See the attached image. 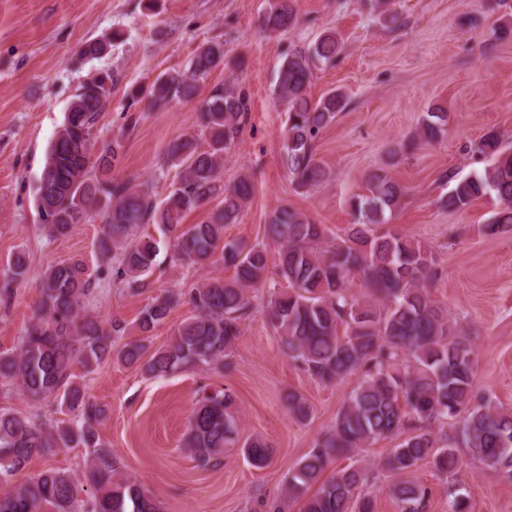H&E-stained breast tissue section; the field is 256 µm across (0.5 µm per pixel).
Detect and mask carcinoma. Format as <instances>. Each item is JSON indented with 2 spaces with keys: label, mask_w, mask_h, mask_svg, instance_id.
Returning a JSON list of instances; mask_svg holds the SVG:
<instances>
[{
  "label": "carcinoma",
  "mask_w": 512,
  "mask_h": 512,
  "mask_svg": "<svg viewBox=\"0 0 512 512\" xmlns=\"http://www.w3.org/2000/svg\"><path fill=\"white\" fill-rule=\"evenodd\" d=\"M295 2L270 0L262 28L280 35L294 29L299 23ZM367 5L385 23L400 22L388 0H367ZM121 36L118 31L88 42L80 53L98 58ZM340 51L335 34L327 31L285 55L277 70L273 93L286 116L279 157L300 193L329 179L313 142L347 108L348 99L331 90L314 102L308 88L314 70L333 62ZM224 56L223 41L203 42L184 69L159 75L144 90H131V103L144 95L153 106L164 108L174 100L195 98L200 82L224 65ZM117 81L113 70H101L86 81L47 148L35 198L46 237L54 240L75 224L100 219L98 248L102 256L112 255L113 280L138 288L158 255L155 240L136 236L137 228L151 221L174 237L178 260L195 264L217 255L234 274L193 289V315L167 345L150 354L144 337L112 351V337L125 332V326L117 319L107 324L87 309L93 288L81 264L61 261L45 269L34 320L17 348L0 350V384L36 404L58 401L76 417L53 423L0 408V512H78L80 505L83 512H159L156 499L122 476L120 463L101 441L96 426L102 409L87 397L76 369L88 371L111 358L153 376L229 366L241 321L251 311L249 291L268 279L270 241L278 247V281L265 316L274 334L309 377L323 384L351 375L359 381L331 430L289 470L284 495L261 501L264 512H288L290 502L299 505L298 512H373L372 499L363 492L366 468L351 463L328 477L324 473L333 460H351L363 448L393 436L401 441L382 468L395 477L392 494L400 512H426L429 491L413 477L419 462L428 461L442 477L453 476L462 463L461 446L471 449L487 469L512 471V413L499 411L474 392L472 345L448 309L429 294L439 273L436 252L419 240L376 231L400 202L403 191L397 182L380 173L369 178L367 193L350 200L353 222L341 236H331L325 225L280 204L266 216L262 241L250 246L228 241L224 225L238 220L254 194L247 175L230 186L221 178L224 153L249 121L247 90L236 81L211 87L199 107L200 133L182 137L167 149L164 163L179 168L178 180L157 203L148 189L112 174L121 161L122 139H111L92 161L86 160ZM447 124L444 109L426 113L416 143L436 142ZM470 150L488 164L465 178L446 176L450 187L441 205L458 211L495 193L503 208L486 231L496 233L512 224V148L487 134ZM220 196L223 206L206 222L182 224L187 213ZM356 282L365 293L352 291ZM176 302L172 293L156 296L141 311L139 331H152ZM285 402L297 418L308 419L310 406L301 394L290 391ZM234 403L227 389L199 392L185 444L199 465L220 464L224 448L236 441ZM456 417V430L434 428ZM77 447L89 449L85 478L54 469L22 475L32 458ZM242 453L255 468L273 458L272 446L261 438L245 441Z\"/></svg>",
  "instance_id": "obj_1"
}]
</instances>
